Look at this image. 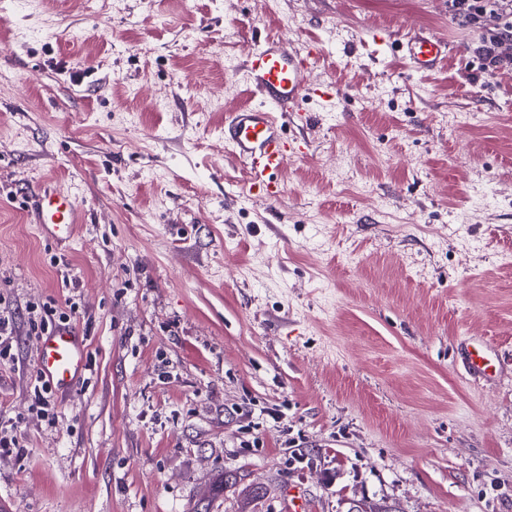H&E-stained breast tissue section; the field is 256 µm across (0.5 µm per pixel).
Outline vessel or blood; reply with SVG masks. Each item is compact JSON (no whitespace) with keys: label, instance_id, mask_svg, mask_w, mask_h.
<instances>
[{"label":"vessel or blood","instance_id":"vessel-or-blood-1","mask_svg":"<svg viewBox=\"0 0 512 512\" xmlns=\"http://www.w3.org/2000/svg\"><path fill=\"white\" fill-rule=\"evenodd\" d=\"M397 45L406 66L413 72L438 69L448 58V41L432 31L412 27L399 33ZM320 55L319 47L307 52L294 49L284 35L271 36L252 49L245 68L258 98L230 113L224 121V145L232 159L248 171L251 192L276 200L283 189L276 175L283 168L291 145L283 135L285 124L305 128L313 115L308 101H317L321 111H334L336 93L311 82L312 69ZM30 208L41 232L58 241L74 238L82 222L81 208L72 191L45 181L30 196ZM461 349L469 369L488 375L496 356L493 343L462 342ZM87 346L70 327H59L41 340L39 371L59 393H67L74 380L87 367Z\"/></svg>","mask_w":512,"mask_h":512}]
</instances>
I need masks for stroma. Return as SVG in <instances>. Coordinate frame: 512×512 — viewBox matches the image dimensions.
Listing matches in <instances>:
<instances>
[{
  "label": "stroma",
  "instance_id": "obj_1",
  "mask_svg": "<svg viewBox=\"0 0 512 512\" xmlns=\"http://www.w3.org/2000/svg\"><path fill=\"white\" fill-rule=\"evenodd\" d=\"M411 26L447 37L446 68L373 39ZM489 26L448 0H0L8 512H283L292 489L306 512H512V69L483 68ZM270 35L320 44L338 98L284 126L309 148L275 201L223 140ZM48 178L83 209L67 243L28 208ZM69 298L88 367L50 425L28 306ZM465 336L497 376L469 374ZM16 328L12 316L7 311L3 314L0 311V360L1 364L14 361V354L12 352L13 342L15 341Z\"/></svg>",
  "mask_w": 512,
  "mask_h": 512
}]
</instances>
